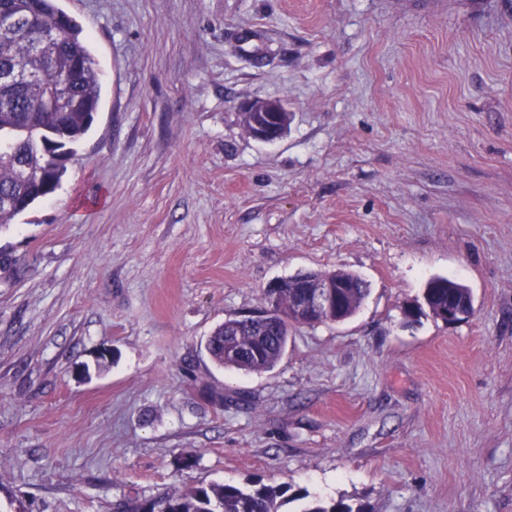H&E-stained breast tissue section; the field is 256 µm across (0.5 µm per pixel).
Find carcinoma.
I'll return each mask as SVG.
<instances>
[{
  "label": "carcinoma",
  "mask_w": 512,
  "mask_h": 512,
  "mask_svg": "<svg viewBox=\"0 0 512 512\" xmlns=\"http://www.w3.org/2000/svg\"><path fill=\"white\" fill-rule=\"evenodd\" d=\"M62 12L57 0H0V225L56 191L67 171L66 159L74 155L90 130L101 94L98 62L88 36L75 22L60 28ZM70 81L71 97L78 107L61 112L49 104L54 83ZM330 276L345 285L336 311L309 318H292V324L341 322L354 316L369 288L356 274L334 271ZM303 289L296 277L284 279L275 306H292ZM424 305L409 307L405 317L429 313L444 317L448 306L474 312L471 290L444 277L429 280ZM290 324V325H292ZM290 325L281 317L227 319L207 339L206 350L217 364L247 372L272 368L285 351ZM289 488L252 479L243 485L200 484L173 488L144 502L127 505L122 512H281L290 501L307 493L288 494ZM300 512H368L345 499L316 501Z\"/></svg>",
  "instance_id": "carcinoma-1"
}]
</instances>
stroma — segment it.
I'll return each mask as SVG.
<instances>
[{"instance_id": "35a3bbf8", "label": "stroma", "mask_w": 512, "mask_h": 512, "mask_svg": "<svg viewBox=\"0 0 512 512\" xmlns=\"http://www.w3.org/2000/svg\"><path fill=\"white\" fill-rule=\"evenodd\" d=\"M59 5L101 105L0 226V512L256 477L291 512H512V0ZM253 100L281 138L245 132ZM307 271L370 293L269 370L215 365L213 329ZM434 276L472 317L405 323ZM242 112L261 113V118L252 123L250 135L262 141L279 138L288 122V110L278 100L251 101L243 105ZM302 512H369L366 505L360 504L354 507L346 502L344 498L331 500L329 502L316 501L308 504Z\"/></svg>"}]
</instances>
